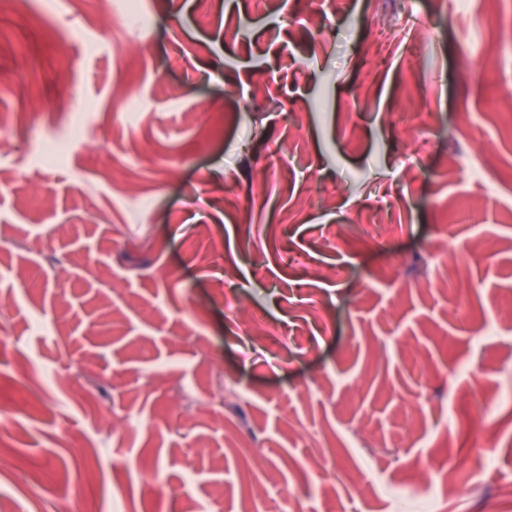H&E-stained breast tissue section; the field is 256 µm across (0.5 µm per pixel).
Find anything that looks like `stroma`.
Listing matches in <instances>:
<instances>
[{
    "instance_id": "1",
    "label": "stroma",
    "mask_w": 512,
    "mask_h": 512,
    "mask_svg": "<svg viewBox=\"0 0 512 512\" xmlns=\"http://www.w3.org/2000/svg\"><path fill=\"white\" fill-rule=\"evenodd\" d=\"M140 2L0 12V512H395L426 458L443 512L512 494V0Z\"/></svg>"
}]
</instances>
